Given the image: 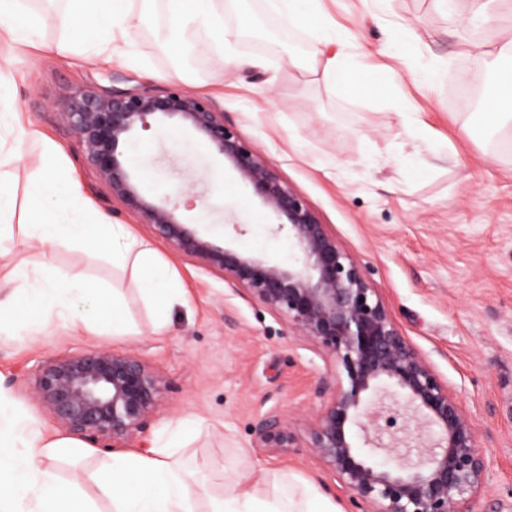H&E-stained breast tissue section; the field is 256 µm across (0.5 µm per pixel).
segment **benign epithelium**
Wrapping results in <instances>:
<instances>
[{
	"label": "benign epithelium",
	"instance_id": "benign-epithelium-1",
	"mask_svg": "<svg viewBox=\"0 0 512 512\" xmlns=\"http://www.w3.org/2000/svg\"><path fill=\"white\" fill-rule=\"evenodd\" d=\"M155 115L199 135L270 211L287 218L288 225L279 228H288L296 262L287 265L214 245L131 178L119 147ZM64 118L84 157L128 213L172 249L222 274L230 287L279 315L333 363L331 376L318 388L328 398L309 423L308 435L313 454L334 474L339 490L364 512H459L461 502L482 490L486 461L459 402L399 331L361 266L212 101L179 87L78 89ZM381 383L397 388L403 398L399 409L368 400ZM34 387L42 406L70 434L121 440L146 428L168 382L132 353L90 349L38 366ZM396 413L426 423L438 438L425 445L404 431L393 437V445H384L381 422L393 423ZM354 427L370 452H395L403 463L385 469L360 454L352 444ZM294 440L288 419L278 411L268 412L258 425V448H288Z\"/></svg>",
	"mask_w": 512,
	"mask_h": 512
}]
</instances>
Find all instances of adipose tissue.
<instances>
[{"instance_id":"ef3b65f1","label":"adipose tissue","mask_w":512,"mask_h":512,"mask_svg":"<svg viewBox=\"0 0 512 512\" xmlns=\"http://www.w3.org/2000/svg\"><path fill=\"white\" fill-rule=\"evenodd\" d=\"M314 0H268L269 9L290 28L317 38L305 56L289 57L290 66L322 70L339 91L355 96L367 88L363 71L334 49L336 28L313 6ZM155 0H0V332L39 331L38 320L18 322L13 307L28 303L53 312L66 327L94 336H133L137 328L124 318L126 298L120 288L79 274L54 271L51 264L29 268L15 255L17 243L40 248L51 257L62 246L85 249L130 271L155 318V331L167 325L166 312L184 302L174 273L146 242L123 224L108 223L71 176L58 146L34 129L23 128L12 109L10 50H46L60 57L86 53L97 63L112 64L118 45H131L133 32L151 13ZM55 27L56 39L44 38ZM204 39L207 48L224 54L233 35L224 28V0H168V28L163 42L172 55L182 49L185 29ZM488 64L483 104L474 114L484 130L512 126V37L480 44ZM38 142L44 167L37 191L24 215L16 213L11 187L13 168L22 159L15 141ZM198 421L185 417L149 439L140 450L113 455L94 472L63 478L58 464L74 458L66 440L49 436L8 393L0 391V512H98V501L110 512H339L311 483L293 472L252 468L236 463L223 468L222 492H212L177 459Z\"/></svg>"}]
</instances>
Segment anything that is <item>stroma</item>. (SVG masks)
Instances as JSON below:
<instances>
[{
    "instance_id": "stroma-1",
    "label": "stroma",
    "mask_w": 512,
    "mask_h": 512,
    "mask_svg": "<svg viewBox=\"0 0 512 512\" xmlns=\"http://www.w3.org/2000/svg\"><path fill=\"white\" fill-rule=\"evenodd\" d=\"M340 32L349 61L368 69L365 95L347 97L322 72L289 66L316 44L288 29L264 0H224V27L245 65L233 67L184 33L176 57L160 43L167 6L158 0L135 38L134 60L101 67L84 59L17 52L15 107L24 123L55 141L99 213L127 225L176 270L185 303L155 333L130 275L82 250L61 249L63 271L122 288L135 336H90L43 317L37 335L0 334V388L53 436L80 450L64 475L94 471L114 449L134 450L186 416L200 425L180 458L213 490L225 460L292 471L314 484L339 512H360L308 446L307 425L322 400L319 378L330 363L275 313L236 294L220 275L174 251L112 198L64 123L68 95L80 87H183L206 97L253 144L327 224L365 270L399 331L435 369L472 424L489 462L487 482L461 512H512V135L474 131L456 98L470 80L486 79L477 46L485 29L468 25L471 0L448 12L437 0H319ZM254 17L239 26L241 10ZM413 40L418 57L390 45ZM434 68L432 84L416 74ZM133 179L214 245L288 262L296 252L270 212L196 134L153 116L121 147ZM130 352L169 383L144 432L112 445L68 435L33 393L32 371L65 353L92 348ZM272 410L289 417L295 441L256 448V427Z\"/></svg>"
}]
</instances>
